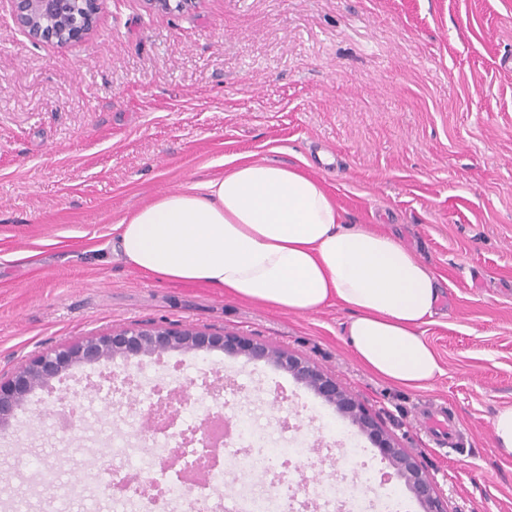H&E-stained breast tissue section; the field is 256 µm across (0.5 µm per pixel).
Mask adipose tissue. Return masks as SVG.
I'll use <instances>...</instances> for the list:
<instances>
[{"label":"adipose tissue","mask_w":512,"mask_h":512,"mask_svg":"<svg viewBox=\"0 0 512 512\" xmlns=\"http://www.w3.org/2000/svg\"><path fill=\"white\" fill-rule=\"evenodd\" d=\"M112 233L124 262L160 282L298 314L340 307L358 360L394 384L424 388L443 373L423 334L442 295L435 273L393 236L348 222L301 168L237 157L224 177L159 196Z\"/></svg>","instance_id":"adipose-tissue-1"}]
</instances>
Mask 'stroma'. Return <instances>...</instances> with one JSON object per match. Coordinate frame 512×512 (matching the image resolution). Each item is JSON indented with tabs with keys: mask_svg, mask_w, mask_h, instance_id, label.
Here are the masks:
<instances>
[{
	"mask_svg": "<svg viewBox=\"0 0 512 512\" xmlns=\"http://www.w3.org/2000/svg\"><path fill=\"white\" fill-rule=\"evenodd\" d=\"M298 166L346 217L396 237L440 279L424 334L444 369L420 389L365 369L344 310L295 314L203 284L158 282L111 251V227L231 158ZM35 251L34 262L16 259ZM132 326L265 342L355 396L432 479L446 512H512V0H201L189 13L102 0L93 30L32 43L0 0V378L37 354ZM153 358L168 386H212L292 449L280 478L355 480L342 450L383 455L286 371L212 350ZM444 405L467 451L417 417ZM34 392L0 433V512H91L99 426L73 440ZM71 486L45 489L32 459ZM494 448L504 455H512V406L500 408L491 422Z\"/></svg>",
	"mask_w": 512,
	"mask_h": 512,
	"instance_id": "1",
	"label": "stroma"
}]
</instances>
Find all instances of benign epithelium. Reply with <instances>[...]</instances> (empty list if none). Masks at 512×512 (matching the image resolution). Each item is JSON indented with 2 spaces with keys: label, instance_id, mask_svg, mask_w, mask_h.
<instances>
[{
  "label": "benign epithelium",
  "instance_id": "obj_1",
  "mask_svg": "<svg viewBox=\"0 0 512 512\" xmlns=\"http://www.w3.org/2000/svg\"><path fill=\"white\" fill-rule=\"evenodd\" d=\"M161 11L188 12L200 0H147ZM11 15L34 43L66 46L86 37L100 11V0H7ZM222 349L250 360L274 362L305 382L336 411L385 450L388 463L414 494L424 512H444L437 489L418 463L389 439L366 409L336 386V381L309 362L262 342L191 330L133 327L118 334L90 336L82 341L45 352L34 358L12 378L0 380V429H5L27 396L38 387L75 366L108 361L117 355L153 356L169 351L208 352Z\"/></svg>",
  "mask_w": 512,
  "mask_h": 512
}]
</instances>
